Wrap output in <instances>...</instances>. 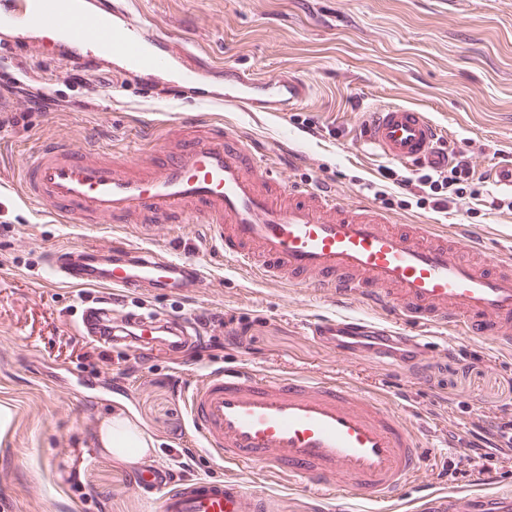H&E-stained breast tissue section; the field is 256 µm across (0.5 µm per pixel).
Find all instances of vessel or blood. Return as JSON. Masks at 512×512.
Segmentation results:
<instances>
[{
  "label": "vessel or blood",
  "mask_w": 512,
  "mask_h": 512,
  "mask_svg": "<svg viewBox=\"0 0 512 512\" xmlns=\"http://www.w3.org/2000/svg\"><path fill=\"white\" fill-rule=\"evenodd\" d=\"M44 29L64 32L60 53L71 65L119 68L156 100L287 112L311 91L309 80L291 75L258 78L234 66L201 65L185 40L159 35L123 0H0V57L36 48L35 35ZM359 139L408 168L448 167L441 148L446 131L415 107L368 110ZM20 173L14 194H0V208L41 205L95 224H177L189 214L257 278L292 279L307 293L330 294L342 309L359 303L386 316L383 325L344 312L309 323L338 359L357 351L405 365L413 384L424 387L414 360L436 349L426 329L512 347V267L482 248L471 225L445 232L432 224H394L365 200L343 203L316 186L287 187L259 163L241 131L204 115H185L146 153L108 156L76 141H53L28 153ZM47 263L71 286L123 293L200 288L207 280L193 260L148 248L56 247ZM111 313L103 304L88 307L82 330L99 336V321ZM186 406L210 455L303 486L311 512H348L335 496L339 489L372 504L395 502L426 459L423 437L407 420L409 406L379 400L339 377L228 364L205 374ZM134 468L136 487L156 496L158 512H273L269 499L220 477L176 480L144 457ZM415 493L414 512H458L463 499L512 512V495L469 499L428 484Z\"/></svg>",
  "instance_id": "vessel-or-blood-1"
}]
</instances>
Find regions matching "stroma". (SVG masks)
I'll return each mask as SVG.
<instances>
[{"instance_id":"1","label":"stroma","mask_w":512,"mask_h":512,"mask_svg":"<svg viewBox=\"0 0 512 512\" xmlns=\"http://www.w3.org/2000/svg\"><path fill=\"white\" fill-rule=\"evenodd\" d=\"M160 33L184 37L200 62L234 65L257 76L281 71L312 82L309 96L288 113L246 112L233 103L207 107L212 122L243 131L258 143L266 165L299 188L327 186L341 200L364 198L397 224H474L487 247L512 253L507 191L490 175L512 160V0H129ZM33 90L69 101L70 109L33 114L0 127V189L20 177L16 157L57 139H80L105 152L139 146L158 126L187 113L185 105L148 101L124 76L90 91L71 78L46 37L39 51L0 62ZM93 97L88 110L75 101ZM412 105L429 112L452 149L487 174L467 213L404 205L409 173L390 166L355 137L365 111ZM395 175L385 178L386 167ZM0 225V404L12 419L0 432V512H155L152 497L133 488L131 465L104 453L94 435L103 418L135 416L155 448L151 458L177 470V451L200 447L182 399L188 385L224 363H249L270 372L340 376L387 399L411 400L410 422L423 425L433 451L415 475L439 483L442 464L463 471L464 484L483 492V468L463 439L480 410L512 413V350L480 337H451L446 348L480 355L473 369L447 357L433 381L419 389L405 368L360 356L339 365L311 336L308 320L334 314L331 296L295 284L259 282L209 238L205 225L89 224L63 220L35 206L9 211ZM162 250L201 262L208 283L197 292H129L117 297L113 318L126 312L246 318L248 346L218 351L195 363L194 344L175 352L148 345L140 352L113 347L106 360L86 358L79 330L85 307L108 297L100 288H72L43 263L53 245L108 250L112 245ZM133 374H126V367ZM198 476H219L272 496L276 512H308L298 491L206 458Z\"/></svg>"}]
</instances>
